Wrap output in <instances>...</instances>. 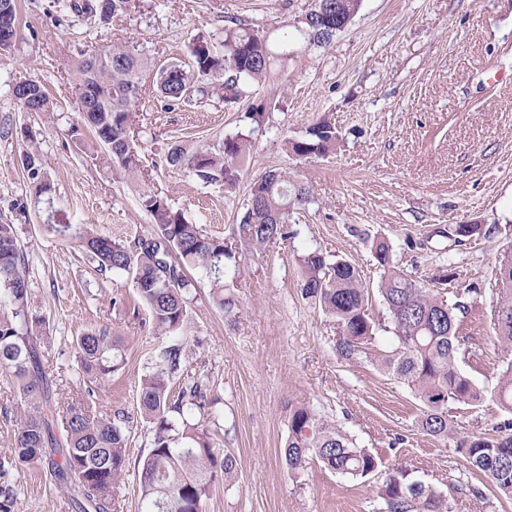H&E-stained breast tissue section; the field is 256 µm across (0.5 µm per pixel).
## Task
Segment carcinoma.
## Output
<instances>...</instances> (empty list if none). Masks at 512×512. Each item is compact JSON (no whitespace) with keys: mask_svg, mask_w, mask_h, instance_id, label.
Returning <instances> with one entry per match:
<instances>
[{"mask_svg":"<svg viewBox=\"0 0 512 512\" xmlns=\"http://www.w3.org/2000/svg\"><path fill=\"white\" fill-rule=\"evenodd\" d=\"M362 0H315L313 8L295 26L299 47H323L336 37V28L351 25ZM100 0H67L70 12L91 21ZM18 36L17 0H0V51L9 52ZM190 62L158 68L156 89L172 108L193 101H236L243 86L261 83L277 65L287 63L288 44L272 33L241 20L224 26V51L213 49L210 39L199 35L189 46ZM98 57L112 60V70L100 69L98 90L110 106L80 113L103 149V164L126 179L143 177L134 146L135 129L131 107L142 93L141 71L148 62L121 47H111ZM35 112H48L52 104L44 87L31 81ZM340 140L336 124L322 119L307 136L288 139L285 145L299 158L322 157L336 151ZM251 147L250 135L239 132L194 152L172 144L167 164L186 169L205 183L226 193L239 187L237 162ZM21 164L35 196L53 192L38 151L31 148ZM308 187L288 179L285 171L270 169L249 187L247 204L236 236L256 248L288 239V224L294 211L310 201ZM140 204L152 217L150 230L130 241L114 238L91 224H49L48 230L69 241L96 264L101 273H127L139 305L148 313L153 334L165 338L161 349L137 390L133 413L117 409L108 416L89 401L52 407L50 385L37 350L45 318L28 306L27 257L14 224H0V367L12 370L20 416L8 442L9 463L42 467L58 485L72 490L77 512H114L121 508L117 485L134 472L139 485L142 512H205L216 481L229 474L235 459L216 446L208 428L198 417L211 411V375L205 371L175 379L187 370L190 340L185 334L190 295L195 282L188 269L204 275L211 286L212 302L232 316L236 300L231 292L238 266L236 247L221 235H212L190 224L172 209L160 193L148 189ZM374 256L383 270L378 292L388 312V329L395 345L381 360L388 374L407 384L421 403V430L445 440L453 432L448 420V402L476 405L484 392L458 368L460 344L456 315L432 291L394 270L389 245L380 241ZM303 299L336 318L342 336L340 356L351 358L375 339V323L368 313L370 292L352 264L334 263L317 252L299 260ZM496 305L492 314L495 337L504 366L493 398L512 414V252L498 262L495 271ZM82 374L96 387L112 377L124 363L121 344L105 328L76 337ZM152 425L149 453L131 467L128 444L139 423ZM504 433L470 436L457 442L459 452L476 471L491 481L496 492L512 496V421ZM288 469L297 472L316 461L324 468L352 479H365L382 467L381 458L359 446L334 421L313 408L295 406L288 414V437L281 450ZM379 497L386 512H450L443 495L398 470L383 482Z\"/></svg>","mask_w":512,"mask_h":512,"instance_id":"cac0c4a2","label":"carcinoma"}]
</instances>
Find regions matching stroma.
I'll return each mask as SVG.
<instances>
[{"mask_svg":"<svg viewBox=\"0 0 512 512\" xmlns=\"http://www.w3.org/2000/svg\"><path fill=\"white\" fill-rule=\"evenodd\" d=\"M313 4L134 0L109 23L94 24L63 11L59 0H18L19 37L0 55V124L38 131L36 147L54 191L34 201L19 167L25 143L0 134V223L17 227L29 260V305L50 324L37 346L54 391L83 394L75 340L105 326L121 338L125 364L93 402L107 414L134 410L138 382L162 344L147 312L132 310L130 280L96 271L48 230L93 224L130 240L152 222L139 204L141 184L113 175L101 165L95 140L74 131L80 115L70 85L73 59L115 44L157 66L184 62L198 35L220 43L230 17L283 41ZM23 80L44 86L53 111H22L11 88ZM143 87L133 108L142 164L150 186L188 223L232 236L250 183L269 168L288 170L313 196L292 215L287 240L243 251L234 316L213 304L206 281L192 294L187 333L198 343L190 362L216 377L220 420L212 436L236 460L206 512H380L378 490L396 468L442 493L451 512H512V497L472 494L487 479L456 448L457 437L493 436L507 418L491 398L503 365L491 313L495 267L512 250V0H362L331 45L294 54L233 103L167 108L150 71ZM258 105L265 114L257 125L246 114ZM323 118L341 133L333 154L301 160L287 150L286 139L304 137ZM243 130L252 147L240 162L235 193L165 162L172 143L192 149ZM458 224H478L482 232L460 240ZM379 240L390 244L397 270L458 309V367L486 398L476 406L449 402L456 437L421 431L419 400L380 367L392 337L375 293ZM312 251L354 265L373 292L376 337L353 358L336 349L335 319L301 297L299 259ZM117 291L126 307L113 306ZM303 404L382 457L383 470L362 480L315 463L289 472L281 456L288 411ZM12 492V512H73L70 491L31 466L0 471V502Z\"/></svg>","mask_w":512,"mask_h":512,"instance_id":"35a3bbf8","label":"stroma"}]
</instances>
